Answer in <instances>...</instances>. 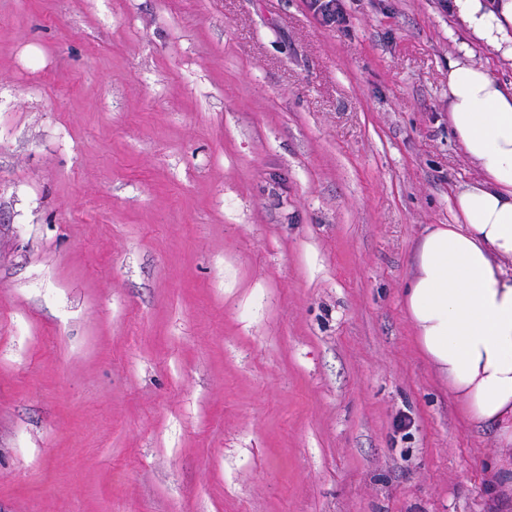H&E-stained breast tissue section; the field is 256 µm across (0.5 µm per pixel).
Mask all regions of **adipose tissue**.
<instances>
[{
    "label": "adipose tissue",
    "mask_w": 512,
    "mask_h": 512,
    "mask_svg": "<svg viewBox=\"0 0 512 512\" xmlns=\"http://www.w3.org/2000/svg\"><path fill=\"white\" fill-rule=\"evenodd\" d=\"M466 41L448 59V123L477 177L454 196L456 221L421 236L402 290L417 349L467 425L493 429L488 483L512 494V83L470 43L512 63V0H449ZM475 60L485 63L490 73L503 82L512 81V65L504 63L498 58V54L484 45L473 44Z\"/></svg>",
    "instance_id": "adipose-tissue-1"
}]
</instances>
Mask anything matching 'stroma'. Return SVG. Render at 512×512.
Wrapping results in <instances>:
<instances>
[{"label":"stroma","instance_id":"stroma-1","mask_svg":"<svg viewBox=\"0 0 512 512\" xmlns=\"http://www.w3.org/2000/svg\"><path fill=\"white\" fill-rule=\"evenodd\" d=\"M312 2L0 0V512H512L401 302L445 0Z\"/></svg>","mask_w":512,"mask_h":512}]
</instances>
